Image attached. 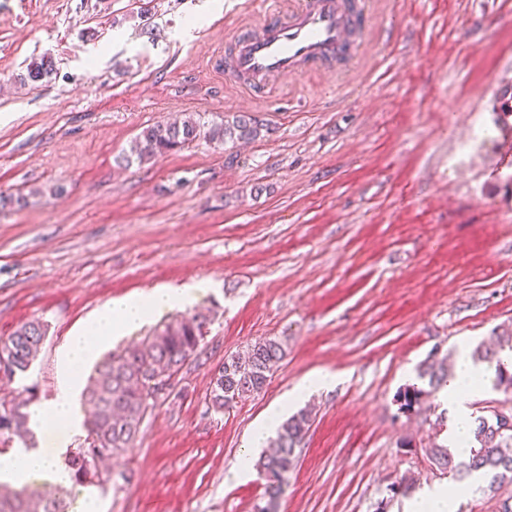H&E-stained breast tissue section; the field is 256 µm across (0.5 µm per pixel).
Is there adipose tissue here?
I'll use <instances>...</instances> for the list:
<instances>
[{"label":"adipose tissue","instance_id":"1","mask_svg":"<svg viewBox=\"0 0 512 512\" xmlns=\"http://www.w3.org/2000/svg\"><path fill=\"white\" fill-rule=\"evenodd\" d=\"M198 284L155 286L136 296L115 298L103 305L87 326L66 337L58 357L59 393L50 402L31 410L32 429L36 435L55 431L53 450L20 448L0 455V479L21 485L31 479H44L56 486L72 483V474L61 461L75 436L81 435V421L76 403L81 392L80 371L97 358L101 348L112 340L145 324L153 314L184 309L194 304ZM493 368L472 359L468 348H460L455 369L438 393L448 411V442L460 454L468 451L472 428L471 402L488 388Z\"/></svg>","mask_w":512,"mask_h":512}]
</instances>
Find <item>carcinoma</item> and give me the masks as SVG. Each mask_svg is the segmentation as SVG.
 Masks as SVG:
<instances>
[{
	"mask_svg": "<svg viewBox=\"0 0 512 512\" xmlns=\"http://www.w3.org/2000/svg\"><path fill=\"white\" fill-rule=\"evenodd\" d=\"M53 71L51 59L44 56L29 63L20 80L36 84L49 78ZM263 127L252 114L239 112L232 120L214 124L204 132L201 119L190 114L144 130L136 142L135 155L140 161L151 159L181 149L202 135L220 143L252 140ZM211 321L210 315L200 312L182 314L140 344L119 352L110 351L96 363L82 390V398L91 409L85 421L87 436L68 458L73 485L103 487L127 480L122 471H101L100 463L131 448L142 421L158 402L155 385L162 380L174 384L189 360L197 356ZM45 337V325L38 321L0 337V372L8 378L26 372L39 356ZM505 351L512 352V331L492 337L489 344L478 346L472 356L495 367V389L511 396L512 363L502 356ZM285 355L282 342L264 338L251 344L244 354L224 358L212 380V406L218 410L228 408L236 400L262 391ZM449 376L448 356H429L418 370V377L428 380V388L411 385L399 391L400 410H416L424 398L448 382ZM23 408L12 399H0L1 444L28 431L29 414ZM488 412L490 416L479 415L473 421L467 456L462 458L437 442L430 443L422 452L430 466L442 475L451 473L466 478L479 473L490 477L483 493L494 498L504 486L512 485V407L490 406ZM310 422L311 413L301 410L278 427L274 451L260 462L265 505H256L255 512H277L279 497L288 486L296 448ZM71 505L70 488L59 487L54 494L42 495L33 485L13 488L0 482V512H69Z\"/></svg>",
	"mask_w": 512,
	"mask_h": 512,
	"instance_id": "obj_1",
	"label": "carcinoma"
}]
</instances>
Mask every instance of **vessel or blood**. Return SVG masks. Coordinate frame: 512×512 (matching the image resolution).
Masks as SVG:
<instances>
[{"label": "vessel or blood", "mask_w": 512, "mask_h": 512, "mask_svg": "<svg viewBox=\"0 0 512 512\" xmlns=\"http://www.w3.org/2000/svg\"><path fill=\"white\" fill-rule=\"evenodd\" d=\"M366 0H266L257 26L233 35L220 61L226 79L262 98L280 80L346 67L368 34Z\"/></svg>", "instance_id": "vessel-or-blood-1"}]
</instances>
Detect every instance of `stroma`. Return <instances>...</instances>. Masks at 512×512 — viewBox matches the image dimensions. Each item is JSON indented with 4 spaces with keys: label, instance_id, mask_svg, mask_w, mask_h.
Returning <instances> with one entry per match:
<instances>
[{
    "label": "stroma",
    "instance_id": "stroma-1",
    "mask_svg": "<svg viewBox=\"0 0 512 512\" xmlns=\"http://www.w3.org/2000/svg\"><path fill=\"white\" fill-rule=\"evenodd\" d=\"M371 30L343 74L280 81L258 100L211 59L263 18L261 0H0V337L38 320V360L10 389L58 390L66 336L116 297L212 280L201 353L145 417L114 468L74 487L102 512H254L267 411L313 423L279 512H404L390 485H456L421 450L447 443L437 397L401 412L432 350L512 329V158L496 101L512 85V0H370ZM191 36H184V29ZM55 72L19 80L31 60ZM248 112V142L124 165L144 129ZM275 337L287 355L260 393L218 411L224 358ZM336 387L287 397L306 376ZM246 475L234 477L242 456Z\"/></svg>",
    "mask_w": 512,
    "mask_h": 512
}]
</instances>
